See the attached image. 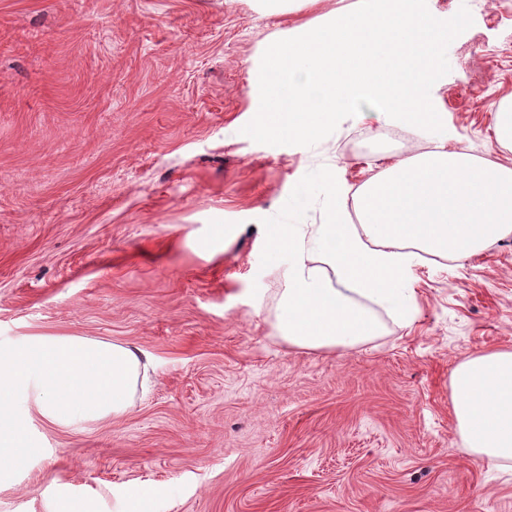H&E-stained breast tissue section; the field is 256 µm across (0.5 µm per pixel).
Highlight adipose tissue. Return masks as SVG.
<instances>
[{
	"mask_svg": "<svg viewBox=\"0 0 512 512\" xmlns=\"http://www.w3.org/2000/svg\"><path fill=\"white\" fill-rule=\"evenodd\" d=\"M447 38L411 0H361L279 41L268 57L262 133L315 141L334 130L336 113L372 99L388 124L415 127L432 145L370 177L352 199L314 171L267 226L281 279L271 328L289 348L363 345L382 334L384 311L408 323L407 283L421 254L471 256L512 235V167L450 147L445 114L429 95ZM318 196L322 221L305 223ZM151 363L136 345L83 336H31L0 349V483L36 451L30 414L57 427L120 417ZM450 386L460 448L496 467L512 463V351L470 357Z\"/></svg>",
	"mask_w": 512,
	"mask_h": 512,
	"instance_id": "1",
	"label": "adipose tissue"
}]
</instances>
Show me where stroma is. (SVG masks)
<instances>
[{
	"label": "stroma",
	"instance_id": "stroma-1",
	"mask_svg": "<svg viewBox=\"0 0 512 512\" xmlns=\"http://www.w3.org/2000/svg\"><path fill=\"white\" fill-rule=\"evenodd\" d=\"M358 0H0V347L64 334L154 357L127 412L68 428L0 512H512V469L458 448L450 376L512 350V235L414 266L415 317L333 352L273 339L263 243L314 170L349 191L430 145L360 101L305 144L258 133L278 40ZM454 147L512 166V0H417ZM495 138L500 144L512 146V95L503 97L496 110Z\"/></svg>",
	"mask_w": 512,
	"mask_h": 512
}]
</instances>
